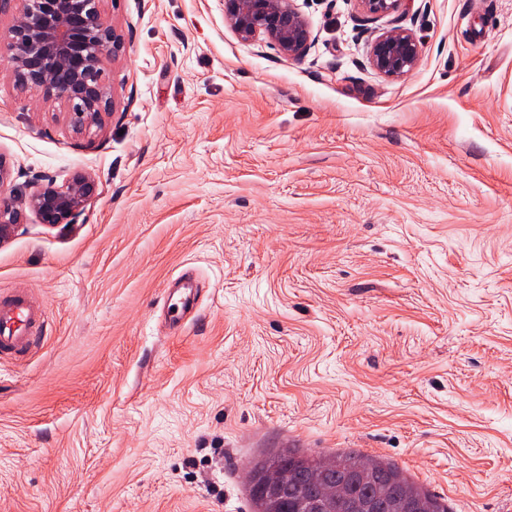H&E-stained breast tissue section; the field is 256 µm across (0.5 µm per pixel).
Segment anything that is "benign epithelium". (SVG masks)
Returning <instances> with one entry per match:
<instances>
[{
	"label": "benign epithelium",
	"mask_w": 512,
	"mask_h": 512,
	"mask_svg": "<svg viewBox=\"0 0 512 512\" xmlns=\"http://www.w3.org/2000/svg\"><path fill=\"white\" fill-rule=\"evenodd\" d=\"M5 37L13 73L19 85L63 107L73 131L82 133L102 125L114 101L108 96L105 78L108 65L124 48L120 32L102 15L99 0H23ZM368 15L397 11L402 0H356ZM227 18L238 37H261L276 44L288 58L301 56L310 39L309 28L292 7L291 0H226ZM421 42L405 29L379 35L370 51L372 65L388 77H403L416 65ZM96 191L95 178L75 174L57 186L50 181L28 197L27 208L0 202V242L26 219L36 215L42 224H66ZM334 468L329 458L311 464L296 481L302 512H320L334 500L343 508L357 505L341 500L339 488L323 481Z\"/></svg>",
	"instance_id": "1"
}]
</instances>
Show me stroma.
Returning a JSON list of instances; mask_svg holds the SVG:
<instances>
[{
  "label": "stroma",
  "instance_id": "35a3bbf8",
  "mask_svg": "<svg viewBox=\"0 0 512 512\" xmlns=\"http://www.w3.org/2000/svg\"><path fill=\"white\" fill-rule=\"evenodd\" d=\"M292 6L297 59L224 0H100L125 45L83 134L0 50V196L97 182L0 243L45 319L0 357V512H253L283 448L512 512V0ZM421 42L405 29H392L379 35L370 51L372 65L388 77H403L416 65ZM96 185L95 178L86 173L75 174L61 186L49 181L29 195L26 207L40 223L66 224L94 195ZM332 458H334L335 461L360 463L374 470L385 472L397 490L398 497L395 498V512H398L404 501H414L416 499H424L429 502L433 508V512H449L448 507L442 504L436 495L431 494L424 487L413 482L395 463L356 452L336 455L332 456Z\"/></svg>",
  "mask_w": 512,
  "mask_h": 512
}]
</instances>
